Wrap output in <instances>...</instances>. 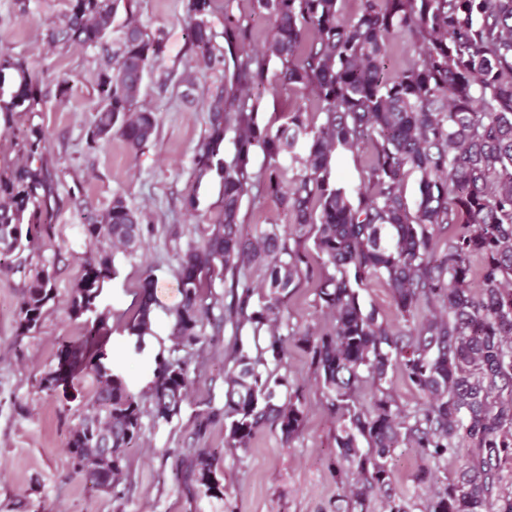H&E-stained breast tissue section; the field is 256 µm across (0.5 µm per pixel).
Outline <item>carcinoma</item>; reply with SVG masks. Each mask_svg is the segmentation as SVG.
I'll use <instances>...</instances> for the list:
<instances>
[{
    "label": "carcinoma",
    "instance_id": "1",
    "mask_svg": "<svg viewBox=\"0 0 512 512\" xmlns=\"http://www.w3.org/2000/svg\"><path fill=\"white\" fill-rule=\"evenodd\" d=\"M224 0V31L210 16L214 0H186L189 42L198 73L217 66L230 72L206 101L209 133L194 165L198 176L222 173L218 223L179 261L180 301L168 349L156 356L151 385L131 394L99 345L107 314L98 306L112 279V250L131 253L142 240L137 211L118 195L101 213L84 217L91 241H107L84 260L69 313L81 321L82 339L63 341L57 359L69 360L67 377H93L95 387L78 414L67 443L90 448L112 428V487L120 496L126 450L137 441L146 415L170 422L190 379L195 353L207 343L206 327L250 328L255 351L233 342L224 374V407L206 413L200 428L224 420L225 444L246 453L261 430H277L283 444L306 417L299 390L278 374L290 338L304 344L336 418V448L353 482L345 512H368L375 497L384 512H512V0H360L357 14L340 18V0H252L266 16L270 38L251 45L250 19ZM125 20L107 40L119 10ZM223 37L227 49L217 42ZM408 36L417 57L399 70L387 62L392 40ZM51 45L99 48L89 145L117 139L133 150L152 141L154 112L141 104L146 74L160 58L163 33L135 18L132 0H70L59 22L48 25ZM232 67H227L226 55ZM279 69L268 77L269 64ZM12 71L10 93L0 86V118L36 112L40 79L25 60L0 51V80ZM292 87L314 106L300 105L277 127L260 124L250 91L268 81ZM231 139L232 160L218 157ZM45 138L30 129L26 163L0 176V255L22 274L18 336L36 331L55 299L49 266L24 255L22 224H38L51 208L53 185L44 162ZM262 152L264 169L252 171ZM366 155L355 191L331 181L339 154ZM417 176L409 202L405 184ZM275 196L292 218L288 230L269 224L243 233L239 214L252 189ZM313 238L314 253L300 248ZM320 275H315V269ZM262 274L261 287L248 278ZM224 277L227 303L213 296L208 278ZM315 280L319 299L333 314L326 331L283 337L284 299L301 282ZM381 280L394 318L367 310L358 287ZM146 273L126 332L141 352L151 337L157 300ZM423 394L422 407L404 410L391 387L394 370ZM370 385V402L360 396ZM432 462L418 481L427 485L416 506L393 488L389 460L401 444ZM468 449L453 479L441 467ZM221 451L195 448L187 479L205 496L224 494Z\"/></svg>",
    "mask_w": 512,
    "mask_h": 512
}]
</instances>
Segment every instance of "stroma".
<instances>
[{
    "label": "stroma",
    "instance_id": "stroma-1",
    "mask_svg": "<svg viewBox=\"0 0 512 512\" xmlns=\"http://www.w3.org/2000/svg\"><path fill=\"white\" fill-rule=\"evenodd\" d=\"M69 0H30L21 13L19 0H0V49L26 59L43 81L38 111L19 112L12 124L0 123V173L25 160L24 138L31 126L45 135L44 156L52 174L54 201L46 225L36 231L32 261L48 264L56 298L40 328L17 337L22 293L20 275L0 268V512H336L348 481L336 448V420L306 350L287 341L281 372L300 386L306 401L301 434L282 444L279 432L264 430L245 458L224 447V425H198L205 413L224 405V365L234 340L231 329L207 328L209 338L191 364V383L171 422L143 419L141 439L127 451L124 498L86 490L73 475L66 449L75 422L78 395L92 389L90 377L76 383V396L39 388L40 373L54 364L61 339H79L78 321L69 316L72 291L81 275V259L93 250L81 217L110 206L114 196L140 211L143 238L134 254L114 251L115 273L99 298L108 309L101 343L114 370L131 393L144 390L153 377L155 357L170 332L167 317L180 300L178 257L198 240L199 227L214 223L222 198L217 175L197 178L194 156L208 134L205 101L222 84L220 73L199 78L192 95L186 81L196 71L188 40L185 0H135L134 11L147 30H162L164 52L144 81L143 102L158 120L155 138L140 152L119 140L86 145L93 117L100 52L54 48L43 38L45 27L68 9ZM66 93H59L58 81ZM194 207H187V199ZM152 271L158 303L155 336L144 353H135L125 332L145 271ZM290 328L311 332L332 324L314 282L302 283L284 304ZM193 448L224 452L223 498L195 494L175 476L177 458ZM427 459L418 449L396 448L390 466L399 496L415 502L426 490L415 476Z\"/></svg>",
    "mask_w": 512,
    "mask_h": 512
}]
</instances>
